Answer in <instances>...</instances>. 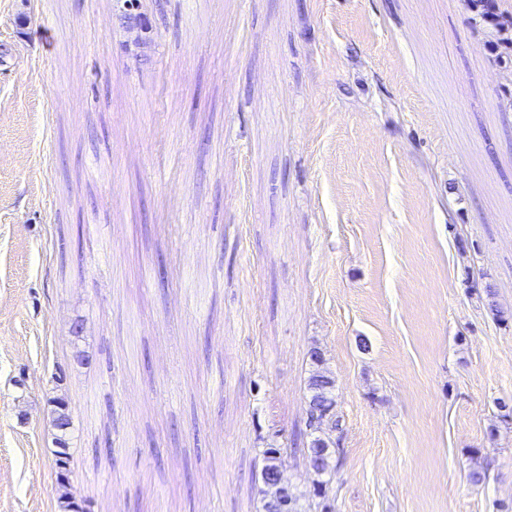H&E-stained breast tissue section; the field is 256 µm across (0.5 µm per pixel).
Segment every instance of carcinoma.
Segmentation results:
<instances>
[{
  "instance_id": "obj_1",
  "label": "carcinoma",
  "mask_w": 512,
  "mask_h": 512,
  "mask_svg": "<svg viewBox=\"0 0 512 512\" xmlns=\"http://www.w3.org/2000/svg\"><path fill=\"white\" fill-rule=\"evenodd\" d=\"M469 8L480 18L482 23L491 30L495 37V45L498 48L512 50V14L501 10L499 0H469ZM335 381L328 372L321 368L313 370L308 380V412L306 428L313 436L308 448L310 465L315 472L323 477L320 481L317 503L320 512H328L329 505L323 502L326 491L332 483L333 474L330 466L331 441L329 431L338 428V420L334 419L333 408ZM52 426L56 431V443L59 450L56 451L55 465L59 486L62 489L61 498L64 499L68 512H84L83 508L76 505V499L70 496V448L67 446V433L71 427V418L64 399L55 400ZM265 465L261 477L267 478L273 474L285 479L281 463V449L269 447L263 450Z\"/></svg>"
}]
</instances>
